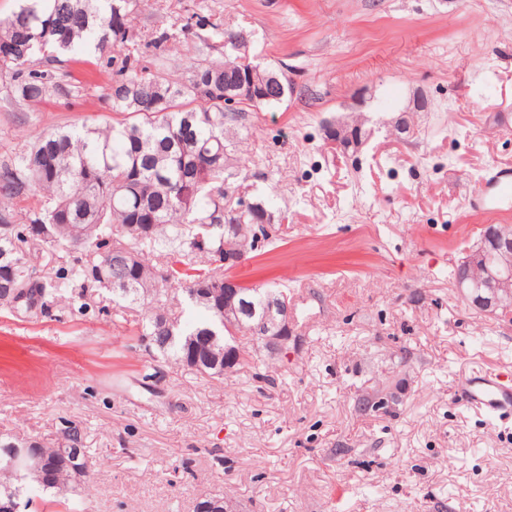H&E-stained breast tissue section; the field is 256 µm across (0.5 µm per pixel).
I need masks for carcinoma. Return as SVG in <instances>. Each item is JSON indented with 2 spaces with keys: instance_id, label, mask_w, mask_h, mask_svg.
<instances>
[{
  "instance_id": "1",
  "label": "carcinoma",
  "mask_w": 512,
  "mask_h": 512,
  "mask_svg": "<svg viewBox=\"0 0 512 512\" xmlns=\"http://www.w3.org/2000/svg\"><path fill=\"white\" fill-rule=\"evenodd\" d=\"M133 0H20L0 21V73L11 76L9 99L17 106L39 104L50 96L78 97L82 87L67 80L62 65L90 63L105 79L101 110L123 115L80 127L44 132L23 140L0 160V306L30 319L65 304L88 311L75 282L103 288L112 301L145 309L138 339L189 368L209 351L186 346L189 336H219L240 351L237 367L268 366L255 339L221 322L204 285L222 282L224 232L228 224L252 229L238 245L246 252L269 239L262 220L269 208L259 199L233 208L226 185L236 179L249 133L230 126L236 106L280 104L287 84L264 96L235 102L224 88L255 70L275 75L236 54L238 36L220 21H204L235 54L200 56L190 65L166 67L160 52L190 34L193 24L155 29L140 51V34L131 25ZM60 248L66 265L49 273L31 246ZM186 285L190 311L201 313L185 325L169 314L177 296L168 286ZM279 288L255 287L245 293L243 325L258 324L264 300ZM12 448L0 441V506L12 512H38L39 493L49 492L65 509L71 496L88 488V472L77 475L66 464L35 480L19 467L1 473Z\"/></svg>"
}]
</instances>
